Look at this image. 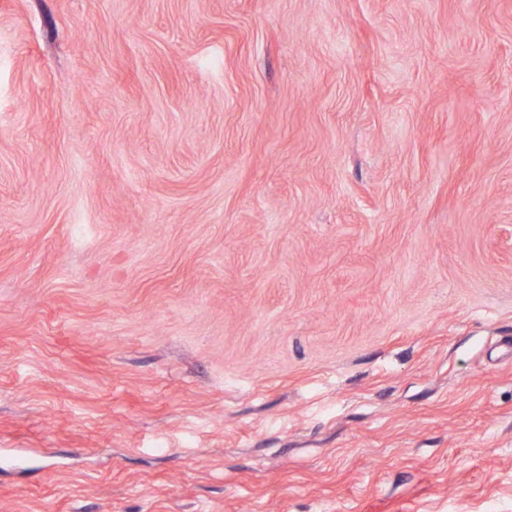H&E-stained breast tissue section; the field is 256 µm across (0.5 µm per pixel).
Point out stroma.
<instances>
[{"label": "stroma", "instance_id": "1", "mask_svg": "<svg viewBox=\"0 0 512 512\" xmlns=\"http://www.w3.org/2000/svg\"><path fill=\"white\" fill-rule=\"evenodd\" d=\"M512 512V0H0V512Z\"/></svg>", "mask_w": 512, "mask_h": 512}]
</instances>
